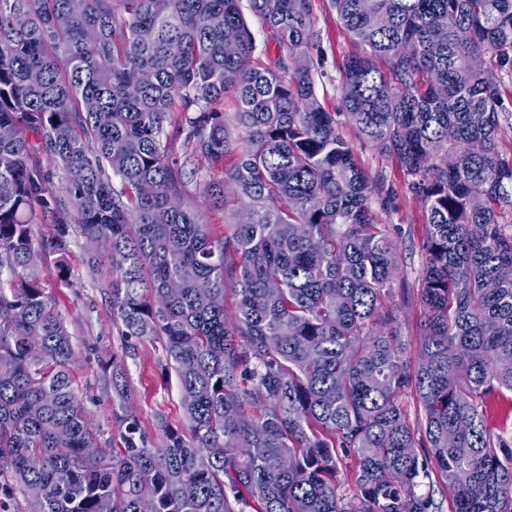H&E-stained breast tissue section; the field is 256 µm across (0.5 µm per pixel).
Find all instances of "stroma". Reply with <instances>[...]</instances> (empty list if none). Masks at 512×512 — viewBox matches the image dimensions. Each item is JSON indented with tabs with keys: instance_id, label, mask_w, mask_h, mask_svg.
<instances>
[{
	"instance_id": "35a3bbf8",
	"label": "stroma",
	"mask_w": 512,
	"mask_h": 512,
	"mask_svg": "<svg viewBox=\"0 0 512 512\" xmlns=\"http://www.w3.org/2000/svg\"><path fill=\"white\" fill-rule=\"evenodd\" d=\"M313 35L308 48L315 76V90L326 110L336 113L343 136L350 140L355 155L372 179L375 189L370 203L388 235L397 246V273L393 283L397 327L407 343L410 357H417L422 309L417 296L421 269L419 252L420 209L396 163L374 145L357 140L346 115L341 114V66L359 46L337 22L328 0H313ZM34 160L54 189L57 203L51 212L35 211L32 233L44 253L36 273L52 297L80 354L75 369L77 392L90 413L99 445L105 450L123 447L117 417L125 413L138 419L149 444H159L158 421L179 427L183 424L180 391L175 373H163L159 340L146 338L127 349L123 336L112 324V308L100 277L83 263L88 241L79 224L73 200L63 190L62 169L35 154ZM70 225L69 272L60 275L57 257L48 246L60 223ZM126 363L124 400H114L112 386L101 364L111 357Z\"/></svg>"
}]
</instances>
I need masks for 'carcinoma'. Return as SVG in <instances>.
Masks as SVG:
<instances>
[{
	"label": "carcinoma",
	"instance_id": "obj_1",
	"mask_svg": "<svg viewBox=\"0 0 512 512\" xmlns=\"http://www.w3.org/2000/svg\"><path fill=\"white\" fill-rule=\"evenodd\" d=\"M240 2L0 0V469L33 512H443L437 481L449 512H512V0H330L363 47L342 109L420 206L413 363L387 328L395 244L315 91L312 0H250L279 47L265 64ZM22 121L102 247L84 261L109 272L112 323L175 372L187 429L159 421L155 447L126 417L125 448L86 455L76 351L35 275L29 215L54 195ZM234 149L203 196L227 182L246 210L216 235L186 167ZM69 247L61 224L50 249ZM103 366L124 398L125 365Z\"/></svg>",
	"mask_w": 512,
	"mask_h": 512
}]
</instances>
